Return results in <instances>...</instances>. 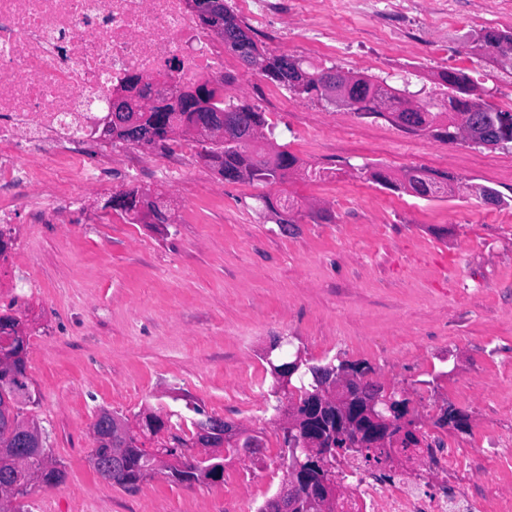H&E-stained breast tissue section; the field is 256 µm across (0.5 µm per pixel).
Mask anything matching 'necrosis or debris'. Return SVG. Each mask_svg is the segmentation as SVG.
I'll use <instances>...</instances> for the list:
<instances>
[{
	"mask_svg": "<svg viewBox=\"0 0 512 512\" xmlns=\"http://www.w3.org/2000/svg\"><path fill=\"white\" fill-rule=\"evenodd\" d=\"M225 67L223 43L186 0H0V182L71 201L76 184L98 181L81 147L106 128L111 87L140 75L150 92L170 91ZM424 440L400 468L351 459L356 483L338 512H512L499 486L470 493L468 454L434 433Z\"/></svg>",
	"mask_w": 512,
	"mask_h": 512,
	"instance_id": "necrosis-or-debris-1",
	"label": "necrosis or debris"
}]
</instances>
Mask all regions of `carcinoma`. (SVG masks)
<instances>
[{
	"mask_svg": "<svg viewBox=\"0 0 512 512\" xmlns=\"http://www.w3.org/2000/svg\"><path fill=\"white\" fill-rule=\"evenodd\" d=\"M224 21V45L239 59L253 53L267 61L261 74L277 86L304 96L308 99L325 100L322 91L323 82L331 72H336L340 80L349 86L352 104L350 111L360 117L385 118L398 127L412 133L427 130L436 138L453 143L463 137V132L457 118L468 116L472 137L468 143L475 147H498L507 149L512 146V111H503L491 104L480 102L473 98L475 87L469 77L461 71H448L442 75L446 88L451 90L443 103L431 101L420 104L410 98L412 92L408 88H397L384 80L372 76L344 73L335 66H309L303 68V60L286 54H273L261 49L250 35L251 28L234 14L229 6H224L222 15ZM512 43V31L500 29H483L471 36V48L478 55L495 59L496 48L503 44ZM205 99L211 106L223 110L224 131L233 139L225 144H211L203 147L202 157L228 182H237L244 178L273 184L283 180L288 170L296 163V157L286 149L275 154L251 151L256 142L255 132H260L268 121L265 113L245 100L236 101L224 99L223 90L218 87L203 89ZM217 112H205L193 109L176 115L178 123L191 126H206L219 120ZM137 116L145 125L155 128L159 137H164L165 122L144 112L117 113V117ZM413 193L428 200L436 199L444 193V188L435 182L414 184L408 180ZM112 209L129 215H138L134 207V198L122 192L112 195ZM18 319L12 315L0 316V355L13 358L12 363L0 365V381L17 391V417L22 423L28 422L24 410L35 403L29 395V382L25 370V357L21 355L22 347L8 343L7 329L13 328ZM304 374L311 377V383L296 388V403L293 407L299 413L307 414L303 422V431L321 438L320 446L336 451L340 448L343 453L351 452L353 447L350 435L336 425V408L328 407L314 413L308 412L309 404L315 399L324 384V378L329 373L342 370L346 364L337 365L329 362L323 365L304 363ZM168 430L171 431V441L164 442L156 437V426L161 423L160 417L153 413L145 417L141 426L136 430H128L123 440L120 466L111 473L102 474V478L123 488H130L146 479L144 471L151 453L163 450L176 454L181 460V468L176 471L171 482L191 486L198 482L220 479L224 476V458L215 456L207 461H200L194 454L196 448L197 429L205 420L189 419L181 414L177 421L167 417ZM47 459L39 483L58 485L64 482L66 472L61 463L53 456L52 449L43 448ZM305 462L304 483L308 487H318L323 482L336 479V472L330 473L319 468L316 463L306 461V455H300Z\"/></svg>",
	"mask_w": 512,
	"mask_h": 512,
	"instance_id": "cac0c4a2",
	"label": "carcinoma"
}]
</instances>
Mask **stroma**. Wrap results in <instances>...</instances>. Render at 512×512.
Wrapping results in <instances>:
<instances>
[{"label": "stroma", "instance_id": "35a3bbf8", "mask_svg": "<svg viewBox=\"0 0 512 512\" xmlns=\"http://www.w3.org/2000/svg\"><path fill=\"white\" fill-rule=\"evenodd\" d=\"M484 28L512 30V6L414 0L400 13L392 0H362L341 19L326 0H277L251 35L314 65L409 81L421 102L442 99L441 73L460 70L510 111L512 66L474 54L468 41ZM225 58L234 74L226 96L258 106L297 159L283 182L224 181L192 139L175 187L159 174L166 154L142 147L138 177L111 168L63 217L18 215L10 285L27 296L21 320L36 398L27 415L66 470L63 484L27 498L29 512H254L287 477L269 406L272 357L369 364V381L406 395L416 422L446 406L465 413L468 431L448 432L463 448L512 428V205L468 193L485 185L511 197L512 149L408 133L280 89L234 53ZM366 162L455 191L426 200L386 188L359 178ZM160 187L172 223L131 224L105 207L119 191ZM286 195L297 203L292 224L269 208ZM189 402L259 436L265 462L225 463L218 482L157 477L132 490L93 470L89 428L100 409L130 418Z\"/></svg>", "mask_w": 512, "mask_h": 512}]
</instances>
